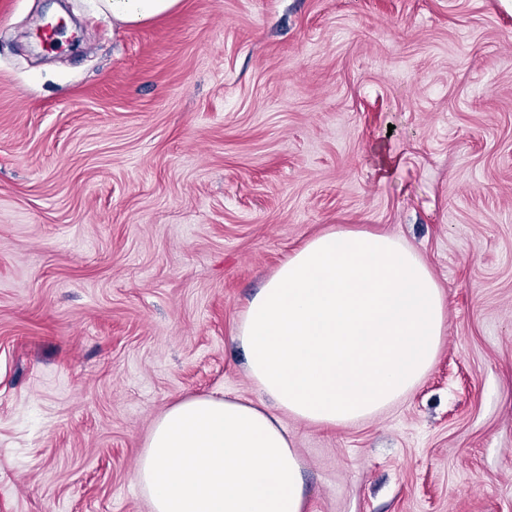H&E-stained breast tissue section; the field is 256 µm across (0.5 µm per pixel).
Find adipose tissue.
I'll return each instance as SVG.
<instances>
[{"mask_svg":"<svg viewBox=\"0 0 512 512\" xmlns=\"http://www.w3.org/2000/svg\"><path fill=\"white\" fill-rule=\"evenodd\" d=\"M179 4L96 0V9L138 26ZM445 321L428 266L393 236L330 229L311 238L236 327L258 400L190 396L155 421L134 472L152 512H307L282 415L322 427L373 417L424 381Z\"/></svg>","mask_w":512,"mask_h":512,"instance_id":"1","label":"adipose tissue"}]
</instances>
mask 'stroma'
<instances>
[{
	"instance_id": "obj_1",
	"label": "stroma",
	"mask_w": 512,
	"mask_h": 512,
	"mask_svg": "<svg viewBox=\"0 0 512 512\" xmlns=\"http://www.w3.org/2000/svg\"><path fill=\"white\" fill-rule=\"evenodd\" d=\"M330 227L413 247L447 315L408 396L283 416L309 512H512V0H0V512H151L155 421L257 398L233 327ZM180 0H96V10L117 25L138 26L174 11Z\"/></svg>"
}]
</instances>
